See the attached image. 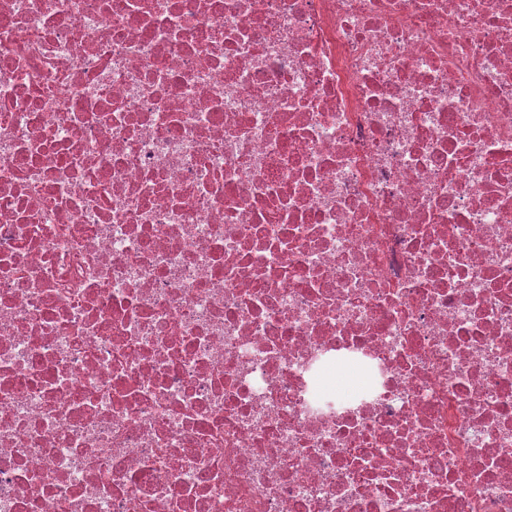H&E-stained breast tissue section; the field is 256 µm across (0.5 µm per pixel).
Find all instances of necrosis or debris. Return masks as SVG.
Listing matches in <instances>:
<instances>
[{"label":"necrosis or debris","mask_w":512,"mask_h":512,"mask_svg":"<svg viewBox=\"0 0 512 512\" xmlns=\"http://www.w3.org/2000/svg\"><path fill=\"white\" fill-rule=\"evenodd\" d=\"M0 512H512V0H0Z\"/></svg>","instance_id":"1"}]
</instances>
